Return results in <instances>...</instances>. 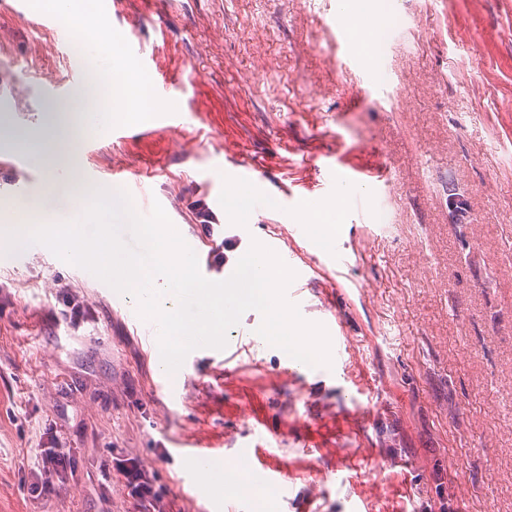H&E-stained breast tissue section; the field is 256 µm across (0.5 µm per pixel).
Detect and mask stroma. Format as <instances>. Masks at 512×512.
Returning <instances> with one entry per match:
<instances>
[{
	"label": "stroma",
	"mask_w": 512,
	"mask_h": 512,
	"mask_svg": "<svg viewBox=\"0 0 512 512\" xmlns=\"http://www.w3.org/2000/svg\"><path fill=\"white\" fill-rule=\"evenodd\" d=\"M0 0V233L22 215L78 216L85 170L151 173L182 237L297 250L312 304L307 321L343 348L331 366L301 367L257 336L258 311L227 332L245 343L232 373L197 349L176 373L159 364L127 313L137 300L34 246L0 261V512H127L112 456L136 458L166 493V512H200L185 494L189 436L233 441L249 463L253 422L288 472L287 490L245 512H512V0H398L381 93L359 90L336 0H89L111 15L113 45L140 48L150 79L177 78L186 126L123 140L86 109L51 29ZM65 82L47 97L39 83ZM90 143L83 174L39 179L4 160L30 149L58 110ZM163 110V111H164ZM257 170L263 210L228 224L225 156ZM359 172L376 180H356ZM464 196L469 211L449 206ZM204 203L214 226L201 224ZM335 205L332 245L291 237L301 210ZM352 253L337 268L327 259ZM81 315L64 316L66 304ZM160 390H153V383ZM67 448L66 471L32 497L37 456Z\"/></svg>",
	"instance_id": "stroma-1"
}]
</instances>
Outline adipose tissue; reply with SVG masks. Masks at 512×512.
<instances>
[{"instance_id":"1","label":"adipose tissue","mask_w":512,"mask_h":512,"mask_svg":"<svg viewBox=\"0 0 512 512\" xmlns=\"http://www.w3.org/2000/svg\"><path fill=\"white\" fill-rule=\"evenodd\" d=\"M338 22L347 27L351 42L367 62H374L378 43L388 30L391 19L383 0H338ZM65 20L89 45L108 53L112 64L114 112L125 122H137L143 113L155 110L149 77L112 49V37L106 23L68 9Z\"/></svg>"}]
</instances>
